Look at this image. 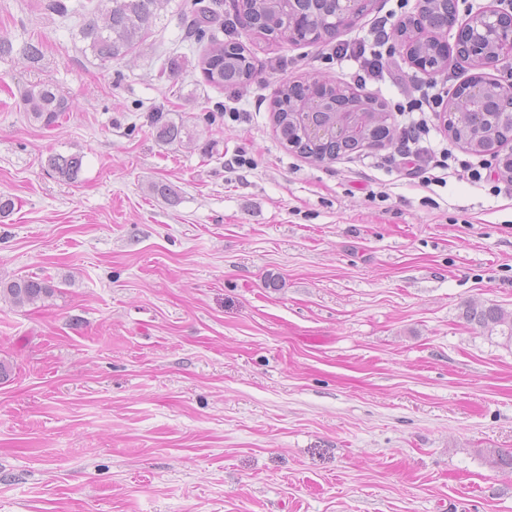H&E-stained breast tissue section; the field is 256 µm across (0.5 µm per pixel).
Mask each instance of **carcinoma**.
Instances as JSON below:
<instances>
[{"instance_id":"1","label":"carcinoma","mask_w":512,"mask_h":512,"mask_svg":"<svg viewBox=\"0 0 512 512\" xmlns=\"http://www.w3.org/2000/svg\"><path fill=\"white\" fill-rule=\"evenodd\" d=\"M167 0H98L90 17L80 30L81 39L87 48L102 62H110L125 56L139 44L148 29L151 18ZM288 15V4L270 3L268 0H241L234 19L241 28L265 31L271 25L283 24ZM218 19V13L209 6L199 8L192 18L186 21V29L197 36L203 35L205 28ZM198 65L206 81L218 88L242 83L247 75L254 74L252 57L239 42H224L211 37L210 48L201 55ZM25 111L30 117L45 127L58 123L61 115L69 110L67 98L61 95L49 81H43L27 89L23 98ZM279 120L276 129L283 142L291 143L300 152L319 160H332L336 155L316 150V146L329 144L336 147V137L323 135L315 140L300 135L299 125L288 114V107L279 103ZM155 138L164 145L181 141L183 120L168 119L153 122ZM48 168L65 181L77 180L82 168V157L78 154L64 156L54 154L48 157ZM55 288L49 281L38 277H20L3 283L0 281V297H4L18 308L43 303L53 297ZM466 321L479 326L489 336H499L512 345V312L497 305H467L463 311ZM489 467L512 471V452L496 448L485 451Z\"/></svg>"}]
</instances>
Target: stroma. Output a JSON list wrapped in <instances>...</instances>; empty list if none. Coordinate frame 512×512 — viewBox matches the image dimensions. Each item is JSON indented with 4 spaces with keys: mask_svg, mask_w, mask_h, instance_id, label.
Segmentation results:
<instances>
[{
    "mask_svg": "<svg viewBox=\"0 0 512 512\" xmlns=\"http://www.w3.org/2000/svg\"><path fill=\"white\" fill-rule=\"evenodd\" d=\"M46 2L0 0V281L55 288L0 300V512H512V472L482 457L512 451V346L463 316L512 312V192L421 180L390 145L318 162L275 131L278 86L357 85L336 41L419 0L318 44L237 29L255 74L224 89L184 27L195 0L106 63L79 35L96 0ZM424 80L395 46L361 88L397 128ZM42 81L71 105L51 128L21 102ZM158 112L188 138L160 144ZM55 153L81 154L76 182ZM48 168L65 181L75 182L82 168V157L79 154L64 156L54 154L48 157ZM54 292L55 288L49 281L38 277H20L6 283L0 281V298L3 296L18 308L44 303L53 297Z\"/></svg>",
    "mask_w": 512,
    "mask_h": 512,
    "instance_id": "35a3bbf8",
    "label": "stroma"
}]
</instances>
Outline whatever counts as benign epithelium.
I'll return each instance as SVG.
<instances>
[{
    "mask_svg": "<svg viewBox=\"0 0 512 512\" xmlns=\"http://www.w3.org/2000/svg\"><path fill=\"white\" fill-rule=\"evenodd\" d=\"M334 13L317 8L315 0H288V30L297 23L305 26L307 39L322 40L333 27H344L356 16L366 0H331ZM497 6L468 17L458 27L453 45L441 39L428 21L426 9L435 4L450 6L457 12V0H420L418 17L412 24L395 26L397 43L406 57L423 75L434 78L448 67L452 56L482 69H496L506 58L512 59V0H496ZM308 90L301 98L288 101V112L305 127L314 112H328L332 123L325 132L338 138L350 133L357 117L373 112L376 120L385 123L389 113L384 104L358 91L347 96L351 102L340 106L329 91L334 84L325 80L306 81ZM440 120L451 139L462 148L493 158L498 169H512V153H501L498 137L504 125L512 127V84L477 76L457 86L440 114Z\"/></svg>",
    "mask_w": 512,
    "mask_h": 512,
    "instance_id": "1",
    "label": "benign epithelium"
}]
</instances>
